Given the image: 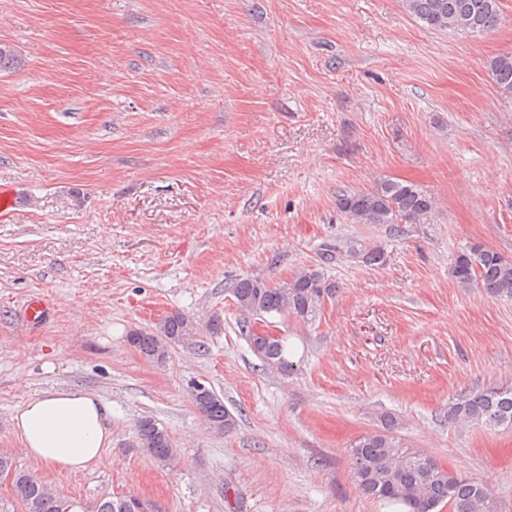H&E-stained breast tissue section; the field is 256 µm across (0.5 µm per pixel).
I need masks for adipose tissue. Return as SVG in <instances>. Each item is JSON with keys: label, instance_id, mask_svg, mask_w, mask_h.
Segmentation results:
<instances>
[{"label": "adipose tissue", "instance_id": "obj_1", "mask_svg": "<svg viewBox=\"0 0 512 512\" xmlns=\"http://www.w3.org/2000/svg\"><path fill=\"white\" fill-rule=\"evenodd\" d=\"M13 425L26 456L61 473L103 465L112 446V409L86 389L24 392Z\"/></svg>", "mask_w": 512, "mask_h": 512}]
</instances>
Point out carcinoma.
I'll return each mask as SVG.
<instances>
[{
	"mask_svg": "<svg viewBox=\"0 0 512 512\" xmlns=\"http://www.w3.org/2000/svg\"><path fill=\"white\" fill-rule=\"evenodd\" d=\"M405 10L428 31H453L487 34L501 23L499 0H402ZM22 59L5 44H0V71L16 70ZM494 82L512 93V55L497 57L491 64ZM339 211L354 224H412L435 207V198L408 181L383 180L370 190L342 192L336 198ZM322 260L347 256L370 267L386 263L379 247L352 244L336 246L321 253ZM460 288L474 285L494 297L512 300V262L497 251L472 244L460 251L452 268ZM237 308L254 319L273 315H292L308 320L315 316L325 300L336 294V283L318 269H305L288 281L271 285L256 277L238 279L231 290ZM197 334L196 324L183 313L174 312L149 328H137L127 342L146 360L164 363L170 349L183 345ZM248 340L264 366L284 373L292 364L286 357L283 341L261 332L248 330ZM191 399L213 431L226 434L235 429L236 419L223 399L213 390L197 383ZM382 430L359 438L350 448L353 475L359 491L370 498L398 502L408 512H436L448 506L449 512H496L493 493L481 482L462 478L428 455L402 448L393 435L396 419L381 417ZM448 423H477L512 427V386H501L459 396L448 403ZM138 447L156 462L165 464L175 454L168 431L151 417L137 426ZM14 472L13 494L24 512H65L67 499L55 495L39 480L0 456V470ZM138 497L119 496L102 501L96 512H139Z\"/></svg>",
	"mask_w": 512,
	"mask_h": 512,
	"instance_id": "obj_1",
	"label": "carcinoma"
}]
</instances>
